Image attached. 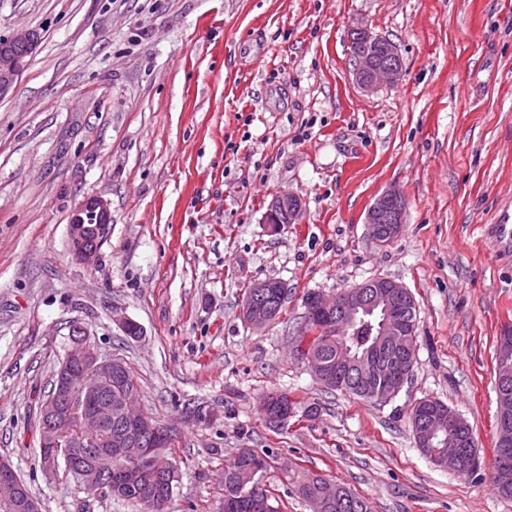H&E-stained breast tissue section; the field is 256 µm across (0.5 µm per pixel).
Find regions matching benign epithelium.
<instances>
[{"instance_id": "1", "label": "benign epithelium", "mask_w": 512, "mask_h": 512, "mask_svg": "<svg viewBox=\"0 0 512 512\" xmlns=\"http://www.w3.org/2000/svg\"><path fill=\"white\" fill-rule=\"evenodd\" d=\"M352 75L357 86L365 92H374L392 86L403 75V63L397 46L390 40L374 34L365 26L351 29ZM39 43V35L30 29L18 30L7 37H0V99L13 91L29 58ZM302 210L300 198L293 193H281L272 198L265 213V223L275 229L282 224H294ZM407 223L406 201L402 192L388 188L375 197L369 206L365 224L370 236L378 244L394 241ZM112 215L107 201L100 197H89L82 202L70 217L68 249L76 262L92 266L97 263L102 245L106 242ZM406 293V287L388 277H376L358 284L347 292L331 296L321 292L309 293L305 312L297 329L299 341L294 345V355L306 362L317 380L327 378L328 364L319 357L311 342L313 335L322 332L333 337L341 336L348 328L356 326L368 313H382L376 331L375 344L354 366L357 371L370 378L380 373L384 353L397 350L405 359L404 368H391L382 379L375 394L379 404L390 403L401 391L411 376L415 362L416 345L404 343L402 337L414 335V327L406 326L400 316L398 299ZM242 317L255 328L264 327L276 320V309L260 307L249 298L243 303ZM73 348L62 361L57 376L58 397L46 402L41 408L42 441L44 445L58 451L62 448H107L105 459L112 463V448H124L123 456L141 462L146 471L156 474H171L173 465L164 458L165 443L172 434L167 426L154 422L136 410L138 395L131 391L121 400L119 412L130 429L128 438L112 440L104 434L106 420L112 415V407L98 402L104 378L117 368L127 370L120 360L103 358L87 338L83 328L77 327ZM497 419L498 437L503 442L500 457L505 459L495 471L501 486L512 480V467L506 463L512 454V375L497 374ZM414 421L422 430V438L455 428L461 438L456 446L446 453H435L430 462L442 470L456 474L480 466V457L472 449L469 438L470 426L456 411L439 406L434 399L418 402L414 408ZM72 474L87 488L96 492L111 489L112 472L99 473V462L82 465L68 462ZM0 504L18 506L26 512H41V505L24 497L21 482L13 476L11 464L0 460Z\"/></svg>"}]
</instances>
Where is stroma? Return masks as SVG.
<instances>
[{"instance_id":"1","label":"stroma","mask_w":512,"mask_h":512,"mask_svg":"<svg viewBox=\"0 0 512 512\" xmlns=\"http://www.w3.org/2000/svg\"><path fill=\"white\" fill-rule=\"evenodd\" d=\"M358 24L396 44L397 85L352 84ZM20 28L40 42L0 100V458L43 512H139L39 463L40 406L77 324L176 429L172 512H217L240 448L268 455L282 512H311L298 471L372 512H512L491 469L512 254L488 235L512 209V0H0V36ZM392 186L407 222L380 246L365 214ZM282 192L303 209L273 232ZM91 196L112 230L87 267L68 222ZM375 276L418 309L411 380L383 406L326 389L293 349L306 292ZM266 279L287 283L286 309L254 329L243 299ZM272 391L295 402L281 431L259 411ZM430 397L470 424L473 475L417 448L408 417Z\"/></svg>"}]
</instances>
